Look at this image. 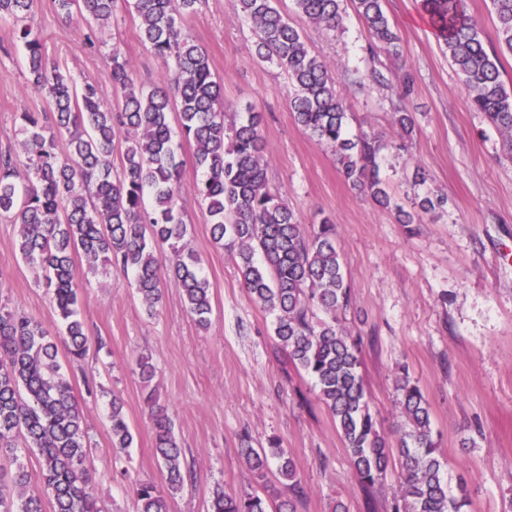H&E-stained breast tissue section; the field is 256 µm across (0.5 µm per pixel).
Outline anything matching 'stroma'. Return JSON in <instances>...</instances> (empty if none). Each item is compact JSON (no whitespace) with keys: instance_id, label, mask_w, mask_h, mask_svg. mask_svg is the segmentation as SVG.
Returning a JSON list of instances; mask_svg holds the SVG:
<instances>
[{"instance_id":"obj_1","label":"stroma","mask_w":512,"mask_h":512,"mask_svg":"<svg viewBox=\"0 0 512 512\" xmlns=\"http://www.w3.org/2000/svg\"><path fill=\"white\" fill-rule=\"evenodd\" d=\"M465 2L512 89V53L498 48L490 0ZM276 4L335 72L350 105L351 132L383 140L381 174L391 193L405 204L417 195L442 197V208L421 214L419 223L400 224L350 189L330 150L295 124L285 73L254 59L250 24L236 0H207L184 27L224 83L226 112L237 114L251 104L263 112L270 189L303 224L327 216L336 226L351 288L341 321L362 339L370 410L389 447H396L401 423L394 378L405 370L430 407L450 488H467V512H512V162L502 155L501 137L472 110L420 0H384L402 56L382 53L373 60L365 53L368 31L353 8H346L342 28L329 33L302 18L293 0ZM32 16L47 59L76 81L96 83L104 104L121 96L109 77L112 48L120 49L137 81L156 83L165 70L139 37L131 0H123L100 27L63 18L53 0H34ZM24 55L12 24L0 23V152L18 147V113L49 109L28 83ZM406 78L412 93L403 99ZM401 102L415 120L413 136L404 141L392 126L393 107ZM181 152L178 204L211 289L209 328L197 325L174 279L166 280L151 316L140 305L132 274H94L82 256L74 258L88 351L83 359L64 356L60 362L89 428L88 465L96 473L97 497L106 512H136L128 478L163 480L144 403L150 387L166 406L194 474L171 498L170 512H206L214 491L254 488L240 452L245 432L256 448L266 447L271 436L281 438L306 490L298 512H333L339 502L348 512H392L402 496L399 459L391 460L374 488L359 484L313 381L277 349L272 314L250 297L231 254L212 240L194 189L200 173L193 149L186 144ZM419 171L424 181H416ZM16 243L15 225L0 219V305L57 331L46 290ZM141 355L155 366L147 386L135 371ZM115 397L135 433L133 447L124 451L113 448L107 419Z\"/></svg>"}]
</instances>
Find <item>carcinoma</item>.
I'll return each instance as SVG.
<instances>
[{
  "mask_svg": "<svg viewBox=\"0 0 512 512\" xmlns=\"http://www.w3.org/2000/svg\"><path fill=\"white\" fill-rule=\"evenodd\" d=\"M205 0H135L139 35L167 63L164 80L145 86L134 79L117 48L110 54V78L121 98L104 105L97 86L81 84L49 62L32 21L33 0H0L1 22L15 29L25 50L28 81L48 102L52 116L21 112L24 138L15 152L0 153V218L18 225L17 248L64 327L73 358L87 350L79 285L73 256L90 268L113 267L134 276L147 314L162 299L165 273L182 288L189 311L205 329L212 298L200 258L190 246L178 207L181 142L192 144L197 196L206 206L215 243L238 258L251 298L275 315L274 334L288 360L315 382L318 399L336 420L358 482L372 487L386 475L392 455L371 413L361 373L358 339L342 326L339 313L350 303V288L336 249V225L324 218L312 227L272 193L266 180L268 158L263 113L249 108L241 121L224 112L223 86L206 51L180 20L197 13ZM251 23L255 58L283 70L294 121L336 157L345 181L400 224L416 223L387 191L379 174L385 144L347 130L348 106L330 67L312 53L299 31L273 0H237ZM308 22L334 32L342 23L345 0H294ZM497 19L499 48L512 52V0H490ZM119 0H54L67 18L80 16L102 25ZM372 39L370 51L401 56L400 39L383 10V0H350ZM435 35L469 93L470 105L495 128L512 159V92L501 79L497 55L484 46L480 24L464 0H421ZM393 123L401 136L415 130L411 113L400 106ZM122 148L119 170L111 158ZM57 342L33 317L0 307V512H102L95 496L96 473L88 466L89 435L69 377L58 360ZM402 423L399 454L403 495L393 512H465L469 500L448 491L437 456L430 413L408 371L395 378ZM156 456L165 485L134 480L137 512H169L168 494L179 491L191 472L167 412L148 394ZM112 447L133 445L130 422L118 398L109 412ZM257 489L217 490L208 512H297L305 493L294 461L279 438L255 449L240 442ZM36 450L39 484L19 460V449ZM288 482L293 498L275 503L269 479Z\"/></svg>",
  "mask_w": 512,
  "mask_h": 512,
  "instance_id": "carcinoma-1",
  "label": "carcinoma"
}]
</instances>
